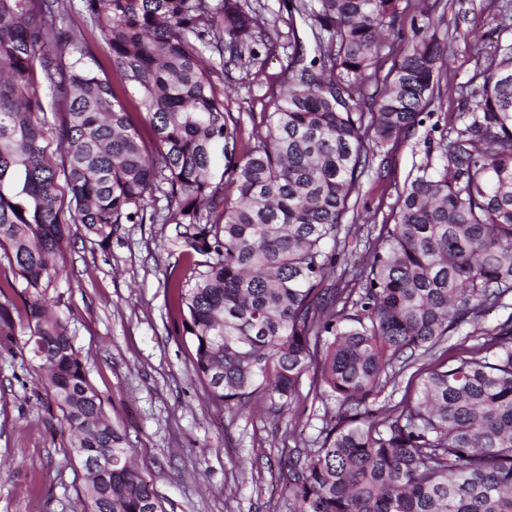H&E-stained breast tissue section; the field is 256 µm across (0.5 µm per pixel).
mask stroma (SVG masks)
<instances>
[{"label":"stroma","instance_id":"35a3bbf8","mask_svg":"<svg viewBox=\"0 0 512 512\" xmlns=\"http://www.w3.org/2000/svg\"><path fill=\"white\" fill-rule=\"evenodd\" d=\"M437 36L448 44L440 91L414 134L388 146L391 180L426 160L433 122L480 91L483 72L512 47V0H446ZM472 30L468 39L454 30ZM289 48L280 44L233 71L228 111L244 130L259 124ZM173 235L169 224H126L105 245L83 227L63 242L64 273L51 295L66 319L88 377L113 424L126 431L132 461L165 512H289V452L311 447L324 407L312 376L300 401L273 418L255 411L234 417L194 376L188 339L164 288ZM23 336L0 333V512H81L83 480L65 459L61 414L24 365Z\"/></svg>","mask_w":512,"mask_h":512}]
</instances>
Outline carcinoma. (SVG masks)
Masks as SVG:
<instances>
[{"mask_svg":"<svg viewBox=\"0 0 512 512\" xmlns=\"http://www.w3.org/2000/svg\"><path fill=\"white\" fill-rule=\"evenodd\" d=\"M65 0H0V326L24 301L30 360L83 469V512H163L130 465L67 322L48 313L62 243L80 224L100 245L123 224H172L166 277L194 374L237 415L282 417L311 372L325 407L314 447L288 457L291 512H512V49L484 71L469 122L434 126L435 161L394 184L348 250L346 215L378 149L423 123L447 45L406 41L380 75L400 0H285L311 21L241 149L240 118L212 80L254 62L274 36L249 0H81L112 74ZM425 28L441 0H420ZM137 98L126 100L128 88ZM57 102V153L41 90ZM144 116L142 135L132 113ZM224 162L220 181L215 170ZM164 205H158L159 201ZM468 325L483 342L448 354ZM391 413L378 399L410 368ZM112 457L105 475L90 462ZM72 18L75 23L82 25L81 20L78 15L72 12ZM84 36L86 40V44L90 47L92 54L104 65H106V55L108 54V49L104 37L99 29L91 27L83 26Z\"/></svg>","mask_w":512,"mask_h":512,"instance_id":"obj_1","label":"carcinoma"}]
</instances>
